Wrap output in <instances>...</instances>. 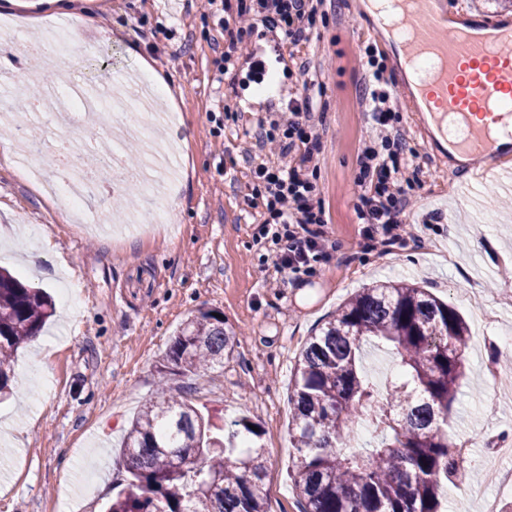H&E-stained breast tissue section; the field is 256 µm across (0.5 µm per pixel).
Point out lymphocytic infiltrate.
I'll list each match as a JSON object with an SVG mask.
<instances>
[{
    "mask_svg": "<svg viewBox=\"0 0 512 512\" xmlns=\"http://www.w3.org/2000/svg\"><path fill=\"white\" fill-rule=\"evenodd\" d=\"M205 6L229 37L228 52L214 62L220 75L233 53L253 44L260 30L281 32L297 45L308 41L317 21L313 0H205ZM365 65L375 85L370 116L381 146L364 152L360 159L354 207L364 222L365 247L385 253L403 237L400 216L410 206L407 188L419 181L421 166L402 126L393 121V94L382 58L368 52ZM254 139L258 151L269 150L280 158L279 164L254 167L263 183L264 208L256 241L272 242L273 263L279 271L294 276L312 273L313 262L326 247L327 220L312 180L314 154L308 145L319 136L310 96L291 99L270 121H259Z\"/></svg>",
    "mask_w": 512,
    "mask_h": 512,
    "instance_id": "lymphocytic-infiltrate-1",
    "label": "lymphocytic infiltrate"
}]
</instances>
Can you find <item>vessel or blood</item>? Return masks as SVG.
Returning a JSON list of instances; mask_svg holds the SVG:
<instances>
[{
  "label": "vessel or blood",
  "mask_w": 512,
  "mask_h": 512,
  "mask_svg": "<svg viewBox=\"0 0 512 512\" xmlns=\"http://www.w3.org/2000/svg\"><path fill=\"white\" fill-rule=\"evenodd\" d=\"M407 2L402 48L412 60L432 63L418 121L438 126L443 140L453 123L459 149L497 158L502 112L512 99V26L488 22L478 35L450 24L447 0Z\"/></svg>",
  "instance_id": "vessel-or-blood-1"
}]
</instances>
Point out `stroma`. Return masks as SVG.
<instances>
[{
    "label": "stroma",
    "mask_w": 512,
    "mask_h": 512,
    "mask_svg": "<svg viewBox=\"0 0 512 512\" xmlns=\"http://www.w3.org/2000/svg\"><path fill=\"white\" fill-rule=\"evenodd\" d=\"M365 2L322 0L309 41H262L263 81L251 80L252 63L242 56L220 83L212 61L229 40L217 36V19L200 0L173 6L168 0H92V14L68 12L79 40L53 62L23 45L61 17L43 0L0 9V19L13 22L8 36L0 35V60L30 77L22 87H0V141L11 140L23 123L39 139L67 142L81 164L98 151L145 148L133 106L145 58L171 91L164 105L173 120L160 128L155 146L178 145L182 166L173 177H160L151 196L120 177H99L90 215L168 213V225L140 236L73 232L59 202L0 162V266L44 289L57 306L40 333L41 346L18 350L13 391L0 400V512H57L61 505L67 512H105L121 490V438L152 396L174 332L201 310L219 311L236 344L223 367L187 377L192 401L217 422L241 414L259 420L271 512H300L288 477L295 358L343 301L375 281L418 283L468 324L464 378L448 430L473 461L465 482L444 488L442 504L445 512H484L487 498L495 497L500 512H512V489L487 480L491 470L512 471V348L497 337L512 330V153L488 165L477 156L438 158L407 110L414 92L398 51L387 50L393 104L423 176L404 216L414 236L382 255L365 248L353 180L364 144L375 136L362 53L378 40V22ZM448 2L469 24L512 21V0ZM303 60L310 63L305 74ZM62 75L72 87L122 90L132 103L123 117L128 134L114 140L85 114L59 128L28 111V90L48 92ZM308 80L315 83V183L328 242L314 276L279 286L268 251L254 243L263 215L252 205L256 180L243 157L258 119L303 94ZM226 104L238 110V120L210 122V112ZM30 253L38 255L36 265L27 264ZM491 367L497 371L492 379L486 375Z\"/></svg>",
    "instance_id": "stroma-1"
}]
</instances>
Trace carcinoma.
I'll return each instance as SVG.
<instances>
[{"instance_id":"1","label":"carcinoma","mask_w":512,"mask_h":512,"mask_svg":"<svg viewBox=\"0 0 512 512\" xmlns=\"http://www.w3.org/2000/svg\"><path fill=\"white\" fill-rule=\"evenodd\" d=\"M52 299L0 268V397L11 392L14 354L53 316ZM380 342L399 371L378 390L362 360ZM469 331L462 317L423 288L361 289L302 345L288 401L294 455L289 468L301 512H440L448 472L463 469L446 431L464 374ZM235 333L212 311L187 319L121 442L129 490L108 512H270L263 488L268 459L258 423L242 415L216 426L166 382L224 365ZM368 423L380 445L355 446Z\"/></svg>"}]
</instances>
